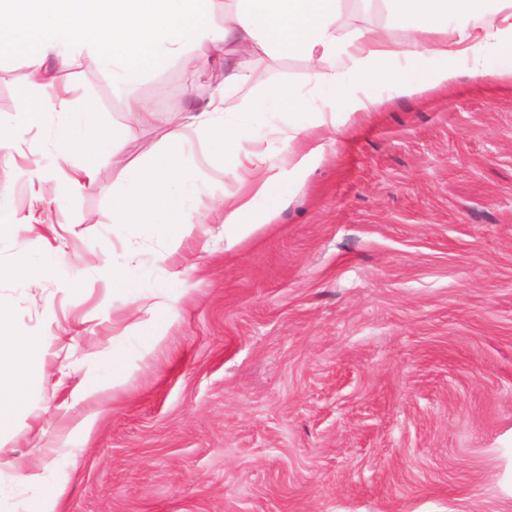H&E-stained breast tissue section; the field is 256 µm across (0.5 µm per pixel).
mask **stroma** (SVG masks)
Instances as JSON below:
<instances>
[{"instance_id": "stroma-1", "label": "stroma", "mask_w": 512, "mask_h": 512, "mask_svg": "<svg viewBox=\"0 0 512 512\" xmlns=\"http://www.w3.org/2000/svg\"><path fill=\"white\" fill-rule=\"evenodd\" d=\"M343 33L397 43L387 0H342ZM260 84L302 85L297 54L240 61ZM25 59L0 73V117L34 100ZM138 162L165 117L198 112L183 89L159 122L128 118L102 69L59 73ZM357 113L304 174L275 173L277 216L224 250L240 184L198 167L199 223L175 253L152 226L112 232L120 168L68 178L46 112L0 147V316L43 349L27 403L0 437V512H512V80L459 78ZM140 279L113 285V265ZM26 265L31 272L14 276ZM167 314L150 340L131 299ZM127 371L112 378V357Z\"/></svg>"}]
</instances>
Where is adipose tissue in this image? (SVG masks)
<instances>
[{
	"label": "adipose tissue",
	"instance_id": "adipose-tissue-1",
	"mask_svg": "<svg viewBox=\"0 0 512 512\" xmlns=\"http://www.w3.org/2000/svg\"><path fill=\"white\" fill-rule=\"evenodd\" d=\"M202 2L112 0V38L106 41L49 0H0V62L26 56L40 92L38 101L23 103L22 113L28 119L46 109L60 115L54 150L75 159L84 178H92L100 160L117 158L118 136L98 123L92 103L71 108L65 92L54 90L42 69L49 58L69 64L78 42L92 47L98 66L128 96L134 120L145 110L135 92L148 73L192 51L203 61L222 58L230 39L243 55L267 49L306 55L311 63L308 91L331 95L354 76L367 85H387L395 98L421 93L428 75L437 86L454 83L462 74L480 82L512 77V0H501V15L494 21L487 20L480 0H391L394 19L416 32L407 43L376 32L343 38L337 28L341 0H236L220 31L207 22ZM305 93L281 86L261 96L250 75L226 69L217 105L172 124L157 155L123 165L112 191L113 224L121 231L132 224L153 225L171 247H179L195 224L191 198L196 177L184 146L191 137H203L212 158L231 162L243 185L242 193L224 204V249L233 251L255 232L258 218L273 217L280 203L274 177L261 174L241 144L255 138L266 113L299 115ZM338 122L337 116L321 115L313 124H296L283 141L279 163L303 170L310 157L295 151V137L314 141L334 131ZM41 355L35 338L0 329V434L13 428L24 408L26 367Z\"/></svg>",
	"mask_w": 512,
	"mask_h": 512
}]
</instances>
